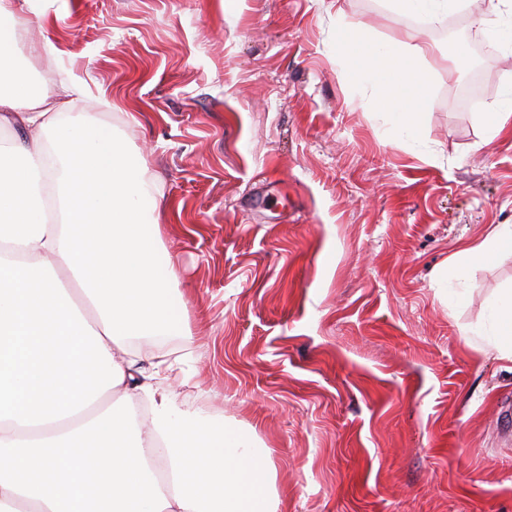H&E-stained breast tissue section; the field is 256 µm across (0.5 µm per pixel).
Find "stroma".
Returning <instances> with one entry per match:
<instances>
[{"label": "stroma", "instance_id": "obj_1", "mask_svg": "<svg viewBox=\"0 0 512 512\" xmlns=\"http://www.w3.org/2000/svg\"><path fill=\"white\" fill-rule=\"evenodd\" d=\"M434 20L382 0H24L15 67L89 79L146 160L179 326L133 352L183 408L256 436L280 512H512V374L488 354L512 250V0ZM431 78L416 137L338 55L348 26ZM53 45L54 66L37 49ZM483 79L481 110L460 89ZM511 248L512 226L509 224H499L481 243L464 246L458 252V256L468 262L489 263L500 251L505 249L511 250Z\"/></svg>", "mask_w": 512, "mask_h": 512}]
</instances>
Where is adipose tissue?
<instances>
[{
    "label": "adipose tissue",
    "mask_w": 512,
    "mask_h": 512,
    "mask_svg": "<svg viewBox=\"0 0 512 512\" xmlns=\"http://www.w3.org/2000/svg\"><path fill=\"white\" fill-rule=\"evenodd\" d=\"M342 50L401 131L417 126L429 76L406 43L363 27ZM59 88L0 70V512H278L267 451L183 410L158 383L130 384L128 343L176 326L154 218L156 183L122 157L110 127ZM490 352L512 371V291L492 304ZM152 407L138 423V398Z\"/></svg>",
    "instance_id": "ef3b65f1"
}]
</instances>
